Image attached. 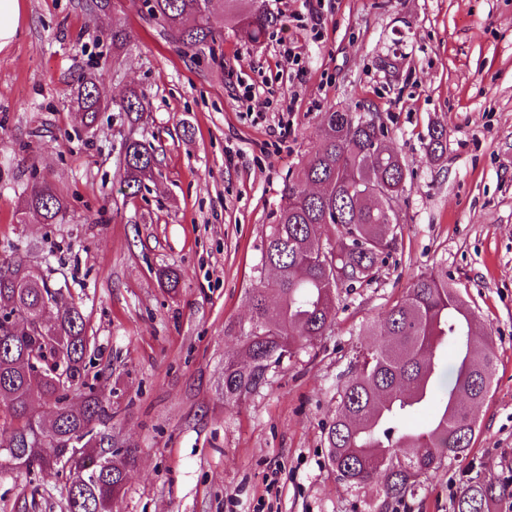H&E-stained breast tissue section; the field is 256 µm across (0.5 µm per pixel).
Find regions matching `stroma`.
<instances>
[{
	"mask_svg": "<svg viewBox=\"0 0 512 512\" xmlns=\"http://www.w3.org/2000/svg\"><path fill=\"white\" fill-rule=\"evenodd\" d=\"M108 2L24 0V29L0 52V258L18 249L50 269L89 319L106 428L137 457L114 512H368L376 487L337 479L325 429L372 343L366 324L434 268L488 327L495 381L470 452L386 512H451L469 478L512 474V0H321L315 31L304 0H240L276 25L254 42L228 21L215 49L188 52L142 0ZM115 23L131 34L117 53L102 36ZM84 73L112 100L91 130L72 102ZM249 84L261 91L248 106ZM131 89L147 123L119 108ZM341 108L378 114L406 165L397 240L375 281L341 292L327 336L225 402L224 357L241 346L224 327L249 321L283 190ZM436 124L448 130L438 160L426 149ZM131 138L157 159L134 196L122 183ZM36 181L67 199L63 223L22 212ZM63 493L53 473L0 469V512H60Z\"/></svg>",
	"mask_w": 512,
	"mask_h": 512,
	"instance_id": "obj_1",
	"label": "stroma"
}]
</instances>
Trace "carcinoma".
Segmentation results:
<instances>
[{
  "label": "carcinoma",
  "instance_id": "1",
  "mask_svg": "<svg viewBox=\"0 0 512 512\" xmlns=\"http://www.w3.org/2000/svg\"><path fill=\"white\" fill-rule=\"evenodd\" d=\"M147 15L160 21L167 38L184 52L222 38L213 0H144ZM225 0L227 17L257 40L277 19L256 6L242 14ZM122 49L130 32L119 23L109 32ZM74 102L91 129L109 102L96 76L78 80ZM122 111L143 119L144 98L134 89ZM383 125L374 114L325 113L324 134L298 179L285 187L277 222L270 225L262 264L275 271L251 289L253 311L246 325L229 324L245 359L224 360L222 394L241 401L262 387L284 358L328 335L335 300L344 289L376 279L378 263L396 240L399 220L389 211L405 191V164L382 148ZM446 129L429 132L428 153L445 150ZM124 184L135 195L156 165L151 145L130 139L124 147ZM23 209L47 224L63 221L67 201L48 182L33 184ZM336 226V240L322 242V228ZM0 468L31 473L48 468L71 489L61 512H113L136 456L118 448L104 431L112 418L102 391L88 383L92 339L67 283L55 281L20 253L0 265ZM374 345L358 353L350 376L337 388L336 413L326 431L328 456L338 479L353 487L374 483L383 510L392 500L415 495L421 479L445 460L473 446L481 404L495 379L491 333L448 284V274L425 272L385 316L369 326ZM455 352L453 366L442 350ZM39 397L47 408L33 407ZM430 416L420 426L412 419ZM512 498V479L471 478L452 502V512H496Z\"/></svg>",
  "mask_w": 512,
  "mask_h": 512
}]
</instances>
